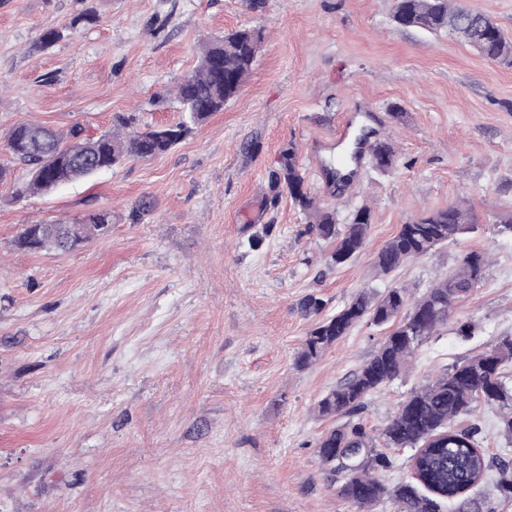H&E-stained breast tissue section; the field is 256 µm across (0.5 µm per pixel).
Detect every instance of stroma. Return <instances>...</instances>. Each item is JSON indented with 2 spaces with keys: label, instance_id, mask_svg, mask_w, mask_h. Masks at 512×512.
I'll use <instances>...</instances> for the list:
<instances>
[{
  "label": "stroma",
  "instance_id": "35a3bbf8",
  "mask_svg": "<svg viewBox=\"0 0 512 512\" xmlns=\"http://www.w3.org/2000/svg\"><path fill=\"white\" fill-rule=\"evenodd\" d=\"M394 0H0V140L15 125L99 133L126 113L139 129L185 114L176 83L203 46L253 28L262 47L240 94L167 153L130 159L50 193L15 199L0 182V512H354L317 442L323 393L384 332L361 323L306 369L294 358L312 319L361 289L420 297L463 253L492 254L454 313L477 324L425 341L403 377L367 399L377 432L404 396L512 334V67L448 32L397 27ZM63 36L34 44L43 29ZM372 111L395 166L362 158L325 188L332 136ZM295 146L305 187L345 224L368 205L356 259L327 241L271 173ZM154 210L133 224L137 201ZM468 199L477 233L381 276L374 257L412 216ZM112 230L65 254L14 247L22 225L73 222L86 200Z\"/></svg>",
  "mask_w": 512,
  "mask_h": 512
}]
</instances>
